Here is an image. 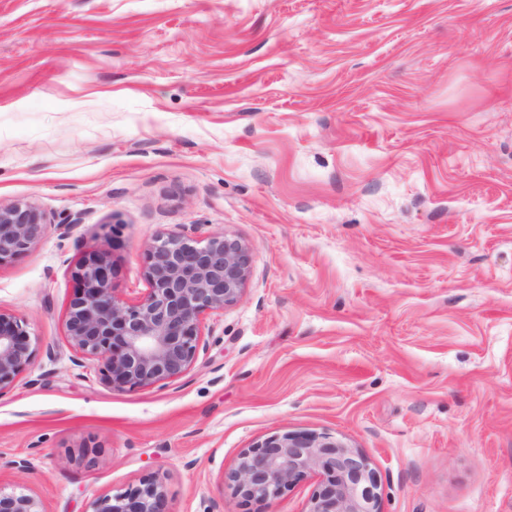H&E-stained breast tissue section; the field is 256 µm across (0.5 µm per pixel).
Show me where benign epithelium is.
Masks as SVG:
<instances>
[{
    "instance_id": "1",
    "label": "benign epithelium",
    "mask_w": 512,
    "mask_h": 512,
    "mask_svg": "<svg viewBox=\"0 0 512 512\" xmlns=\"http://www.w3.org/2000/svg\"><path fill=\"white\" fill-rule=\"evenodd\" d=\"M46 226L29 202L0 206V263L38 243ZM79 282L66 317L72 350L103 365L114 390L149 387L185 375L196 362L204 315L238 301L250 277L248 246L215 233L204 241L187 234L158 237L146 254L148 291L136 302L117 298L112 263L91 253L76 267ZM29 334L0 310V395L34 361ZM320 471L326 480L307 512H379L380 493L368 458L329 434L285 433L241 452L225 477L234 494L273 503L289 485ZM0 512H44L41 501L22 491L0 490ZM92 512H169L164 486L148 479L120 494L103 493Z\"/></svg>"
}]
</instances>
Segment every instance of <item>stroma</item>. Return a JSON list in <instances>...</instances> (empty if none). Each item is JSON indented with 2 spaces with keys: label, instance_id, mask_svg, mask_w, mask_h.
<instances>
[{
  "label": "stroma",
  "instance_id": "1",
  "mask_svg": "<svg viewBox=\"0 0 512 512\" xmlns=\"http://www.w3.org/2000/svg\"><path fill=\"white\" fill-rule=\"evenodd\" d=\"M0 264L36 350L0 395V490L45 512L162 481L170 512H306L224 486L269 436L369 459L381 512H512V0H0ZM250 251L165 385L66 340L74 271L148 288L162 234ZM45 226L43 212L32 203L0 206V264L37 244Z\"/></svg>",
  "mask_w": 512,
  "mask_h": 512
}]
</instances>
